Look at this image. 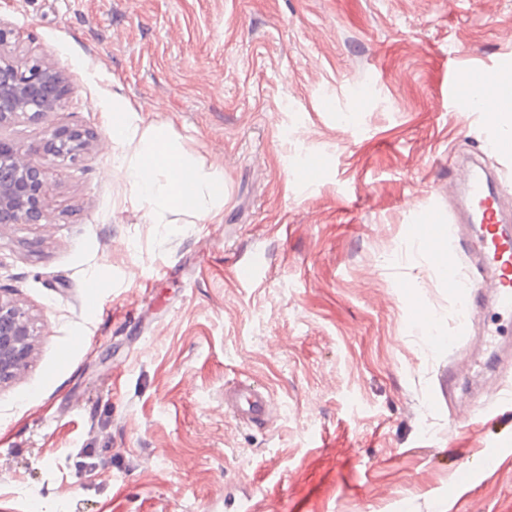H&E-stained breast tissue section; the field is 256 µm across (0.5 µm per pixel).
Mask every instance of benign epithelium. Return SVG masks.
Returning <instances> with one entry per match:
<instances>
[{"mask_svg":"<svg viewBox=\"0 0 512 512\" xmlns=\"http://www.w3.org/2000/svg\"><path fill=\"white\" fill-rule=\"evenodd\" d=\"M13 30L0 23V125L40 121L61 109L71 93L64 70L43 57L15 58L6 50ZM86 133L66 126L47 129L44 149L75 161L89 152ZM50 169L28 159V150L0 137V224H39L51 206ZM33 319L24 307L0 297V385L15 380L34 348Z\"/></svg>","mask_w":512,"mask_h":512,"instance_id":"benign-epithelium-1","label":"benign epithelium"}]
</instances>
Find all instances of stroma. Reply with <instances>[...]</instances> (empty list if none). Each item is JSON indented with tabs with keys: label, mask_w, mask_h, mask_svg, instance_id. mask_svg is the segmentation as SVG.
<instances>
[{
	"label": "stroma",
	"mask_w": 512,
	"mask_h": 512,
	"mask_svg": "<svg viewBox=\"0 0 512 512\" xmlns=\"http://www.w3.org/2000/svg\"><path fill=\"white\" fill-rule=\"evenodd\" d=\"M0 21L74 87L0 125L52 196L43 223L0 224V297L36 318L0 387V512H512V445L480 461L512 398L454 419L448 351L414 319L463 330L448 253L418 237L457 209L459 161L500 164L512 209V162L448 100L449 65L512 71V0H0ZM116 104L223 172L222 221L151 222ZM56 124L91 153L46 162ZM239 378L273 423L226 410Z\"/></svg>",
	"instance_id": "stroma-1"
}]
</instances>
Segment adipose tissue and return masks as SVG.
<instances>
[{"label": "adipose tissue", "instance_id": "1", "mask_svg": "<svg viewBox=\"0 0 512 512\" xmlns=\"http://www.w3.org/2000/svg\"><path fill=\"white\" fill-rule=\"evenodd\" d=\"M492 99L494 128L512 133V72L485 79L480 90L466 102L476 106ZM115 141L132 148L126 178L141 204L147 205L153 223H162L165 213L216 218L224 210V175L205 170L187 156L167 129L140 126L126 117L122 108L107 116Z\"/></svg>", "mask_w": 512, "mask_h": 512}]
</instances>
